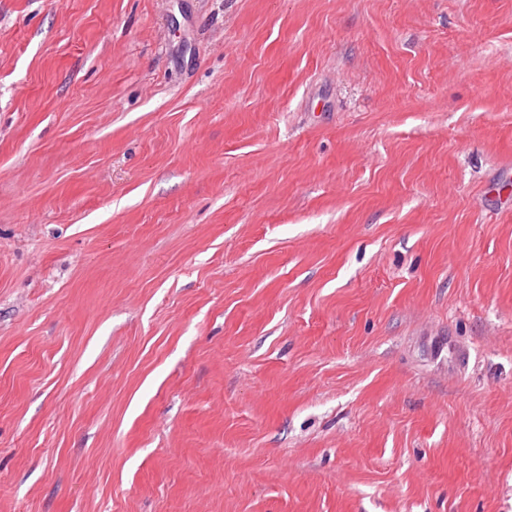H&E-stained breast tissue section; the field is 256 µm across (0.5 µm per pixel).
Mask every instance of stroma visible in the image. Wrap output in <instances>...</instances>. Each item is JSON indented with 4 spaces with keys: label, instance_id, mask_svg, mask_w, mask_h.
Returning a JSON list of instances; mask_svg holds the SVG:
<instances>
[{
    "label": "stroma",
    "instance_id": "35a3bbf8",
    "mask_svg": "<svg viewBox=\"0 0 512 512\" xmlns=\"http://www.w3.org/2000/svg\"><path fill=\"white\" fill-rule=\"evenodd\" d=\"M0 512H512V0H0Z\"/></svg>",
    "mask_w": 512,
    "mask_h": 512
}]
</instances>
